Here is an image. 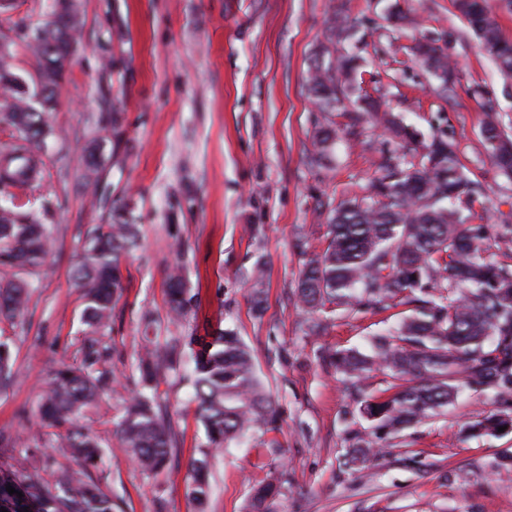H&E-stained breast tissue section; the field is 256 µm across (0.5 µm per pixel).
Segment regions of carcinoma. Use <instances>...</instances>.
Listing matches in <instances>:
<instances>
[{
  "label": "carcinoma",
  "mask_w": 512,
  "mask_h": 512,
  "mask_svg": "<svg viewBox=\"0 0 512 512\" xmlns=\"http://www.w3.org/2000/svg\"><path fill=\"white\" fill-rule=\"evenodd\" d=\"M64 0H55L44 24H54L56 35L33 33L32 50L38 69H48L61 82L76 52V29L68 28ZM468 34L480 44L499 71L512 75V41L501 36L491 0H453ZM358 30L345 13L332 18L328 46L319 53L308 89L322 112L315 123V148L307 162L324 168L336 137L329 114L346 109L379 112L381 103L368 95L351 100L359 57L345 44L359 42ZM461 35L438 31L419 39L414 53L440 71L439 95L448 98L460 83L454 54ZM12 64L0 61V88L16 100V111L0 112V123L16 131L18 140L0 151V184L22 194L34 190L42 177L37 153L50 130L45 113L56 103V88H40L42 103L22 88ZM386 128L408 151L387 153L379 174L365 197L338 203L319 201L327 215V245L307 254L304 236L294 247L306 259L298 272L295 296L310 317L308 331L323 329L327 310L341 307L357 311L397 310L394 326L369 337V352L356 348L331 351L326 359L340 380L358 393L349 412L365 420L371 432L351 430L342 454L343 466L359 470L382 454L380 441L394 440L405 431L441 415L460 392L493 391L506 407L470 422L474 436L495 435L512 417V224L500 226L504 245L500 254L489 252L483 224L470 221L473 202L484 193L482 183L462 161L451 135L425 136L398 116L386 114ZM481 136L499 171L512 180V137L496 112L487 110ZM101 157L93 145L84 158V188L95 183ZM11 195L0 203V317L24 315L35 285L30 270L43 264L51 249L50 212H22ZM140 241L138 225L119 207L112 208L111 223L87 231L82 261L73 279L84 300L83 319L94 337L88 340L84 363L62 365L53 373L39 405V417L48 427H67L58 447L77 463L61 470L54 483L45 482L41 467L0 472V508L7 512H114L112 497L93 479L90 470L101 461L96 437L78 424V417L98 397L112 391L115 374L99 365L108 348L97 336L110 329L112 310L123 288L121 257ZM251 306L264 311L261 266L252 272ZM194 296L186 288L182 262L167 271V307L172 317L187 314ZM193 363L192 388L197 413L207 442L191 461L187 495L204 512L210 496L211 450L250 432L268 431L276 422L277 408L270 389L259 375L249 348L230 328L217 327L204 336L146 338L137 352L138 389L125 402L115 435L119 447L146 474L161 472L175 448L171 419L160 402L158 384L183 357ZM379 369L389 378L379 394L365 392L366 375ZM11 344L0 341V391L15 382ZM11 486L22 496L11 495ZM280 489L254 488L247 512H276Z\"/></svg>",
  "instance_id": "carcinoma-1"
}]
</instances>
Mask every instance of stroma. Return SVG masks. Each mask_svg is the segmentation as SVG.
<instances>
[{
  "label": "stroma",
  "mask_w": 512,
  "mask_h": 512,
  "mask_svg": "<svg viewBox=\"0 0 512 512\" xmlns=\"http://www.w3.org/2000/svg\"><path fill=\"white\" fill-rule=\"evenodd\" d=\"M399 3L409 25L387 39L383 16ZM51 0H16L0 29L12 65L37 85V63L24 39ZM78 46L48 116L53 136L37 210H53L52 249L33 276L37 289L26 314L0 319L17 379L0 393V465L19 470L41 458L54 481L70 458L54 446L60 427H43L38 406L52 372L79 366L89 337L83 301L72 280L87 229L126 207L140 245L122 261L124 289L112 311L106 361L132 387L134 355L143 342L142 316L152 312L165 336L204 335L234 328L252 351L279 412L273 430L218 450L209 512H245L252 487L283 482L278 512H512V431L472 437L467 422L498 409L491 392H467L447 412L406 431V453L390 451L360 472L339 464L346 446L344 412L356 395L336 378L325 352L367 350L385 313L364 308L330 313L324 331L306 333L294 295L301 258L293 247L304 232L310 250L326 245L318 201L365 196L384 153L394 144L383 122L353 126L336 112L333 162L307 163L317 109L306 77L335 11L348 8L363 35L362 88L424 133L454 134L460 156L485 193L473 221L512 224V182L494 167L480 135L486 107L512 134V77L500 74L475 39L457 59L464 79L454 99L411 53L422 31L463 30L452 0H78ZM480 94H473V87ZM104 144L96 192L78 175L83 147ZM183 259L195 296L188 315L171 319L166 272ZM263 265L266 311L255 317L248 293ZM189 369L166 372L159 393L172 417L176 448L166 470L145 475L115 436L118 397L90 407L79 423L104 450L92 476L119 512H197L185 494L190 461L205 443L187 380Z\"/></svg>",
  "instance_id": "stroma-1"
}]
</instances>
